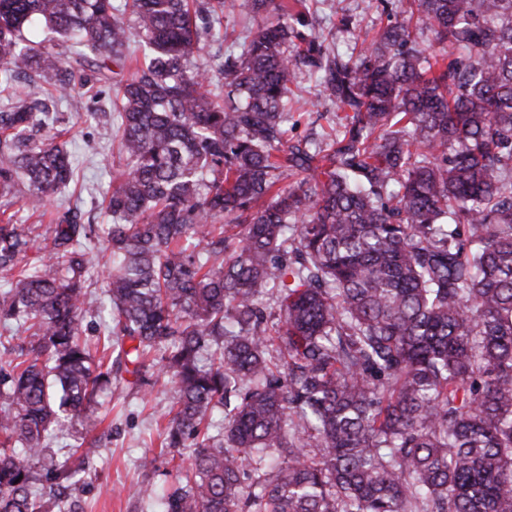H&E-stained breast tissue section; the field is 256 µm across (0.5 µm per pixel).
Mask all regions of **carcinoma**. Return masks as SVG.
Returning <instances> with one entry per match:
<instances>
[{
  "label": "carcinoma",
  "mask_w": 512,
  "mask_h": 512,
  "mask_svg": "<svg viewBox=\"0 0 512 512\" xmlns=\"http://www.w3.org/2000/svg\"><path fill=\"white\" fill-rule=\"evenodd\" d=\"M225 2L0 0V327L28 333L0 353V512L82 480L102 437L58 465L47 441L115 368L172 385L180 463L137 490L162 512H512V0H380L355 57L307 0H248L257 29L214 68ZM92 58L117 89L108 224L58 210L43 246L10 208L74 181L50 104ZM306 74L344 116L290 144ZM93 245L110 365L82 328Z\"/></svg>",
  "instance_id": "cac0c4a2"
}]
</instances>
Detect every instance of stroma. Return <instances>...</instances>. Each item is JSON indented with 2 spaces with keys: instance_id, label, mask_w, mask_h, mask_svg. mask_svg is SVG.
Returning a JSON list of instances; mask_svg holds the SVG:
<instances>
[{
  "instance_id": "35a3bbf8",
  "label": "stroma",
  "mask_w": 512,
  "mask_h": 512,
  "mask_svg": "<svg viewBox=\"0 0 512 512\" xmlns=\"http://www.w3.org/2000/svg\"><path fill=\"white\" fill-rule=\"evenodd\" d=\"M376 5V0H315L312 25L318 31L335 30V47L346 54L358 42L360 32L380 27ZM342 13L352 15L359 30L335 29L336 17ZM100 90L96 99L76 90L57 105L67 121L59 143L70 155L75 181L50 204L54 210L79 205L91 224L99 221L97 203L112 189V128L97 113L110 108L113 90L108 84ZM321 113L332 116L336 110L313 83H306L294 107L289 139L316 137L320 126L315 119ZM117 378L111 399L101 409L105 420L100 453L90 461L83 481L68 490L67 499L83 506L85 512H159L157 503L142 501L134 489L147 481L162 489L172 481V452L162 447L160 438L171 386L161 377L152 389L143 391L129 387L128 373L118 372Z\"/></svg>"
}]
</instances>
